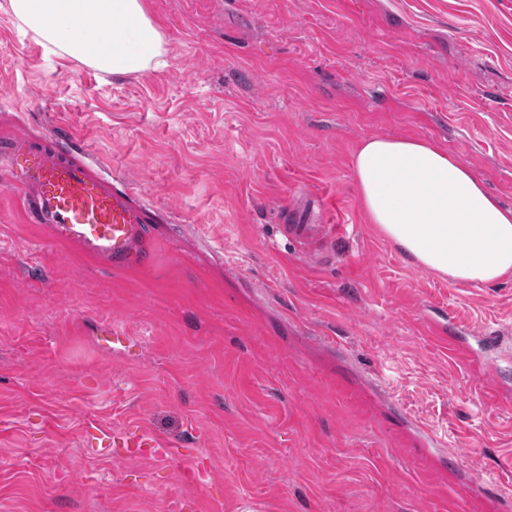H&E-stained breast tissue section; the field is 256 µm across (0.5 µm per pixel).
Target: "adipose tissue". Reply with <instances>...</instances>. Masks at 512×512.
Listing matches in <instances>:
<instances>
[{
	"instance_id": "adipose-tissue-1",
	"label": "adipose tissue",
	"mask_w": 512,
	"mask_h": 512,
	"mask_svg": "<svg viewBox=\"0 0 512 512\" xmlns=\"http://www.w3.org/2000/svg\"><path fill=\"white\" fill-rule=\"evenodd\" d=\"M48 55L112 76L165 69L169 50L144 0H0ZM91 17L98 27L76 30ZM112 26L104 38L101 26ZM351 173L368 223L417 266L487 286L512 277V208L441 145L384 136L356 147Z\"/></svg>"
}]
</instances>
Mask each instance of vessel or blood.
<instances>
[{
	"instance_id": "b4317fda",
	"label": "vessel or blood",
	"mask_w": 512,
	"mask_h": 512,
	"mask_svg": "<svg viewBox=\"0 0 512 512\" xmlns=\"http://www.w3.org/2000/svg\"><path fill=\"white\" fill-rule=\"evenodd\" d=\"M0 160L26 211L51 225L58 240L113 269L149 264L144 226L154 203L135 197L124 179H105L57 149L34 147L22 132L0 147Z\"/></svg>"
}]
</instances>
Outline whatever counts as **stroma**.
Instances as JSON below:
<instances>
[{
    "instance_id": "35a3bbf8",
    "label": "stroma",
    "mask_w": 512,
    "mask_h": 512,
    "mask_svg": "<svg viewBox=\"0 0 512 512\" xmlns=\"http://www.w3.org/2000/svg\"><path fill=\"white\" fill-rule=\"evenodd\" d=\"M145 5L170 64L121 77L0 13V143L65 127L157 206L114 270L0 164V512H512V277L415 265L350 169L430 140L512 207V0ZM438 322L500 342L471 366Z\"/></svg>"
}]
</instances>
